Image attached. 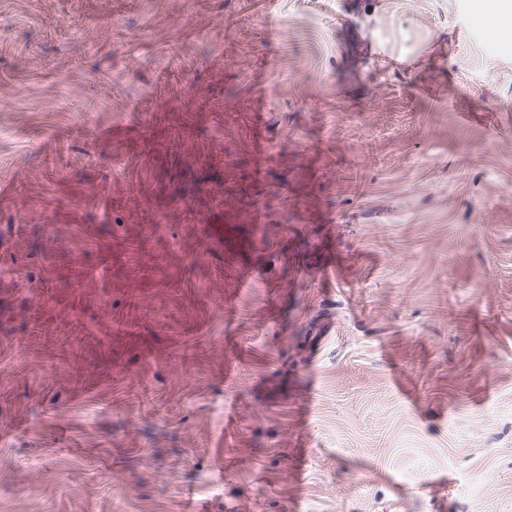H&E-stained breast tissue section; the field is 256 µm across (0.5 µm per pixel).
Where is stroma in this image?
<instances>
[{"mask_svg": "<svg viewBox=\"0 0 512 512\" xmlns=\"http://www.w3.org/2000/svg\"><path fill=\"white\" fill-rule=\"evenodd\" d=\"M512 0H0V512H512Z\"/></svg>", "mask_w": 512, "mask_h": 512, "instance_id": "35a3bbf8", "label": "stroma"}]
</instances>
